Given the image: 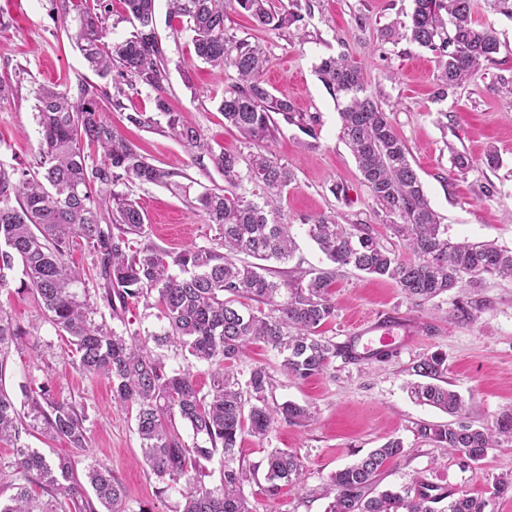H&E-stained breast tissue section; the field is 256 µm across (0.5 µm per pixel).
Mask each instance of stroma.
<instances>
[{
	"instance_id": "obj_1",
	"label": "stroma",
	"mask_w": 512,
	"mask_h": 512,
	"mask_svg": "<svg viewBox=\"0 0 512 512\" xmlns=\"http://www.w3.org/2000/svg\"><path fill=\"white\" fill-rule=\"evenodd\" d=\"M412 0H311V13L299 33L257 28L243 14L229 13L226 26L237 38L260 43L269 57L265 80L277 96L290 99L298 111L319 119L317 138L296 127H283L267 149L295 174V181L279 202L277 219L289 225L296 251L285 263H270L269 277L283 282L297 272L329 268L330 263L308 237L306 226L322 215L342 224H366L385 246L396 239L361 185L356 163L340 139L339 108L326 91L315 67L322 57L347 55L365 69L368 87L390 112L395 129L406 142L411 162L423 184L430 206L448 226L451 241L492 242L512 249V98L501 90L512 80V19L494 11L490 0H474V18L492 23L500 42L494 61L448 95L436 82L437 59L425 49L376 38L383 26L407 21ZM0 13L11 25L0 30V81L11 82L14 95L0 102V166L38 169L39 127L32 96L41 84L58 85L76 95L82 81L99 83L82 53L68 39L57 19L54 0H0ZM156 29L170 59L164 95L198 127L214 150L248 158L254 147L234 128L225 126L218 110L225 91L236 80L233 70L196 63L190 75L179 64L192 58L194 47L185 24L170 19L166 0H156ZM157 93L148 87L128 90L124 110H108L113 126L134 142L152 164L173 172L175 185H132L147 215L146 243L178 251L209 246L215 235L206 214L193 200L203 188L223 185L213 166L195 163L185 147L158 129L138 128L126 115L153 112ZM500 163H485L488 148ZM468 156L471 166L457 171L453 152ZM21 269H14L8 288L0 290V314L32 326L39 353H12L5 383L18 392L27 377L49 382L62 398L81 401L88 414L89 441L75 451L67 441L41 435L27 437L30 447L47 457L78 453L85 461L102 460L122 481L132 512H177L178 490L158 494L135 430L134 413L112 400L106 379L88 377L64 359L65 337L39 318V307L24 290ZM336 315L320 328L321 336L343 345L354 339L357 325L381 313L403 316L410 324L406 346L391 350L388 358L352 361L333 358L328 369L305 380L282 373L281 355L258 343L238 365L248 372L266 365L273 377L269 405L291 401L311 407V425L276 426L267 439L243 436L237 461L261 462L268 449L297 453L305 464L302 485L285 486L273 497L260 486L246 487L255 512H326L329 501L322 485L342 469L392 438L407 453L386 463L380 489H398L425 479L489 496L496 479L512 476V446L489 450L479 463H463L459 456L417 440L420 422L442 423L447 414L420 404L407 391L408 371L424 355L447 358L448 381L469 404L474 424L491 422L512 407V280L485 276L481 288L453 291L418 305L406 299L394 284L353 268H340L330 286ZM485 302L475 322L460 325L448 317L454 301Z\"/></svg>"
}]
</instances>
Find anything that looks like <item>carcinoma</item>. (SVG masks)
I'll list each match as a JSON object with an SVG mask.
<instances>
[{
  "label": "carcinoma",
  "instance_id": "1",
  "mask_svg": "<svg viewBox=\"0 0 512 512\" xmlns=\"http://www.w3.org/2000/svg\"><path fill=\"white\" fill-rule=\"evenodd\" d=\"M129 36L106 42L108 0H58L57 15L68 38L89 68L104 78L117 72L112 86L81 82L77 98L54 85L34 89L41 127L39 167L7 171L0 167V288L9 284L15 262L22 263L24 287L36 298L41 315L67 338L65 356L82 373L112 384L113 400L135 410L140 448L156 480L158 493L178 486V512H254L244 487L258 481L259 466L234 465L235 448L244 434L260 440L278 423L307 426L309 408L292 402L270 407L266 392L273 376L264 365L251 367L246 380L234 372L249 344L262 342L283 359L281 369L295 379L323 373L342 347L317 335L335 315L327 288L336 270L311 273L306 285L268 279L262 261L285 262L294 242L288 225L275 221V201L295 182L294 173L259 150L249 155L246 170L240 157L215 153L204 134L186 123L162 94L168 55L155 26V0H124ZM170 13L185 18L198 60L214 68L232 69L238 82L224 92L218 109L224 123L260 146L271 141L280 123L317 139V116L299 112L288 98L275 95L264 80L268 57L262 45L228 33L229 12L243 11L261 28L300 27L301 6L272 0H169ZM472 0H414L409 23L394 22L378 39L427 48L438 59L437 80L445 95L467 81L499 52L490 23L472 20ZM316 73L341 106V138L351 151L378 210L397 238L389 249L365 224H339L322 216L307 233L327 260L393 282L405 297L427 302L455 289L478 288L486 275L512 278V251L492 243L451 242L447 228L430 206L405 141L390 114L368 91L364 69L345 54L320 60ZM157 91V117L144 112L126 115L137 127L165 120V133L181 143L198 165L209 159L224 175L226 186L205 189L196 198L215 226L217 246L166 251L139 243L147 216L131 194L117 183L170 186L174 173L147 161L139 148L112 128L102 102L123 108L125 88ZM81 246L94 253L103 280V299L112 318L127 300L158 293L166 320L163 334L153 336L197 362L214 367L212 383L202 392L190 367L166 369L165 362L137 339L102 318L90 300L85 273L66 260ZM410 252L414 260L403 259ZM245 254L255 263L234 260ZM246 298L267 306L250 308ZM481 300L456 303L449 317L458 324L475 320ZM27 328L0 314V378L13 349L38 352ZM447 358L432 353L417 360L410 374L417 380L410 393L418 402L454 417L421 423V441L473 462L488 450L512 443V408L490 424L467 421V404L444 385ZM17 403L0 384V439L13 442L15 456L0 459V480L13 490L0 501V512H128L123 483L102 460L78 469L76 456L49 459L28 447L24 437L35 426L45 436L86 447L89 429L85 408L54 395L43 385H20ZM186 422L194 441L180 436L176 420ZM224 459L220 484L205 482V463ZM406 455L402 441L390 439L353 464L332 473L324 487L328 512H490V500L415 481L399 491H379L385 462ZM304 464L286 449L271 448L265 459V491L274 496L284 485L303 482ZM92 493H87L86 488Z\"/></svg>",
  "mask_w": 512,
  "mask_h": 512
}]
</instances>
